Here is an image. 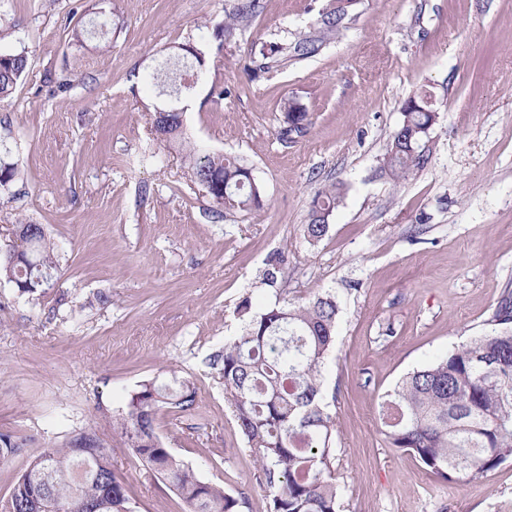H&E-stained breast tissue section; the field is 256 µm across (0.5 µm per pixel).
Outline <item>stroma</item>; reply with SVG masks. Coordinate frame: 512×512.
<instances>
[{
	"instance_id": "35a3bbf8",
	"label": "stroma",
	"mask_w": 512,
	"mask_h": 512,
	"mask_svg": "<svg viewBox=\"0 0 512 512\" xmlns=\"http://www.w3.org/2000/svg\"><path fill=\"white\" fill-rule=\"evenodd\" d=\"M261 2L222 42L225 0H0L11 28L0 52L28 55L0 101V147L19 169L0 192V245L18 222L40 224L59 263L40 293L0 280V433L29 452L96 434L130 512H186L112 430L137 385L176 378L195 409L159 408L156 434L237 512H268L264 473L210 358L239 331L243 299L260 307L328 289L339 305L325 380L343 512H512V463L450 484L389 447L378 419L405 373L485 331L512 289V0H359L321 53L264 71L261 45L309 31L323 0ZM93 21L106 22L104 37L74 44ZM182 44L206 57L184 137L251 167L261 209L215 217L183 154L152 132L145 77ZM420 88L438 113L432 159L395 183L379 168ZM287 98L311 124L285 141ZM337 181L348 192L309 245L312 199ZM278 253L285 275L270 287L263 273Z\"/></svg>"
}]
</instances>
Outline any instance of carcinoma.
I'll return each mask as SVG.
<instances>
[{"label": "carcinoma", "instance_id": "obj_1", "mask_svg": "<svg viewBox=\"0 0 512 512\" xmlns=\"http://www.w3.org/2000/svg\"><path fill=\"white\" fill-rule=\"evenodd\" d=\"M221 34L233 35L253 22L259 0H230ZM349 0H328L317 25L287 46H265L260 54L268 69L280 60L302 61L322 50L352 16ZM193 64H174L149 75L146 83L159 90L153 119L158 140L182 138L184 76ZM28 56L0 53V98L10 96L24 78ZM420 89L404 102V119L391 135L382 170L393 181L404 180L430 161V130L437 113ZM280 135L303 133L311 124L305 108L289 99L281 106ZM302 127H292L296 119ZM195 180L213 204L227 211L260 209L264 188L250 168L233 156L201 154L189 147ZM347 187L336 182L317 192L303 233L314 245L329 232V219ZM26 235L25 260L12 256V246L0 247V279L24 293L51 286L57 275L56 245L39 224H19ZM241 333L224 344L211 367L224 381V395L261 467L268 490L269 512H341L336 483V420L326 402L323 371L335 341L338 305L330 291L315 292L303 304L278 301L255 308L250 299L237 307ZM493 327L470 342L448 351L442 359L406 375L382 397L379 418L389 443L410 451L421 464L446 482L461 483L512 461V291L506 289L491 319ZM170 405L191 411L195 391L186 382L177 386L146 381L133 392L113 426L149 468L182 497L189 512H236L237 500L224 487L201 479L194 468L166 448L154 431V415ZM47 447L28 456V465L0 512H19L23 501L45 492L52 509L80 500L102 506L100 512H129L122 482L112 472L109 450L96 435ZM26 441L0 434V462L25 451Z\"/></svg>", "mask_w": 512, "mask_h": 512}]
</instances>
